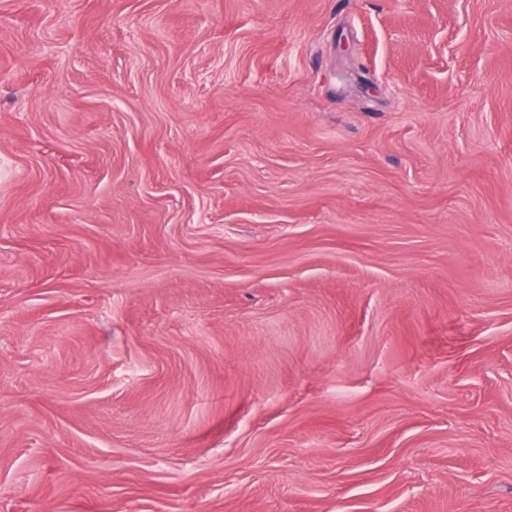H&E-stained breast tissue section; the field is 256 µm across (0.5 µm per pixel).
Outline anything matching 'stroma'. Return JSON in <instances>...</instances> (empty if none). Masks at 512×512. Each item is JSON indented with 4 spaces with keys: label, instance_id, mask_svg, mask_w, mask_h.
Wrapping results in <instances>:
<instances>
[{
    "label": "stroma",
    "instance_id": "stroma-1",
    "mask_svg": "<svg viewBox=\"0 0 512 512\" xmlns=\"http://www.w3.org/2000/svg\"><path fill=\"white\" fill-rule=\"evenodd\" d=\"M0 512H512V0H0Z\"/></svg>",
    "mask_w": 512,
    "mask_h": 512
}]
</instances>
